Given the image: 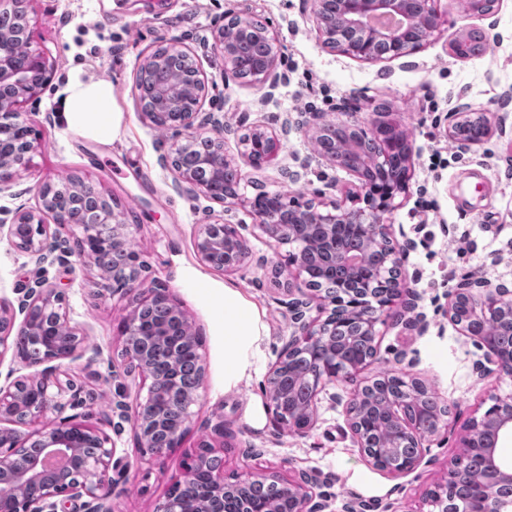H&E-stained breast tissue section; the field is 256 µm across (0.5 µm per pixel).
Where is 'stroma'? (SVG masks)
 I'll use <instances>...</instances> for the list:
<instances>
[{
  "instance_id": "stroma-1",
  "label": "stroma",
  "mask_w": 512,
  "mask_h": 512,
  "mask_svg": "<svg viewBox=\"0 0 512 512\" xmlns=\"http://www.w3.org/2000/svg\"><path fill=\"white\" fill-rule=\"evenodd\" d=\"M31 8L34 44L54 74L40 99L26 106L38 145L28 170L0 192V222L11 223L18 210L35 208L41 183L66 176L92 183L110 198L120 220L134 223V244L148 267L146 283L169 288L191 318L206 370L192 407L193 425L165 456L141 455L131 423L108 428L116 448L110 472L114 512H156L210 420L223 421L232 435L230 448L220 452L227 482L256 469L270 468L287 479L304 472L326 501V512H343L352 501L366 503L368 512H433L426 493L445 477L464 426L481 416L494 396L512 394V377H479L476 364L484 360V349L462 336L446 315L449 295L466 278L486 277L512 289V0H501L494 14L470 20L460 0H440L447 24L419 50L378 63L324 50L312 0H168L162 6L154 0H33ZM229 12L252 13L277 31L284 54L272 94L225 74L212 54L213 23ZM465 24L493 29L499 39L483 55L457 59L450 42ZM163 43L196 56L206 84L201 110L223 123L224 151L239 165L240 191L247 197L281 190L316 203L340 198L354 184L353 175L321 161L305 129L314 113L334 117L350 98L367 102L359 120H377L375 107L383 103L389 121L409 131L410 192L390 222L393 238L407 247L403 274L414 297L384 312L377 355L363 375L420 379L440 403L450 405L446 431L425 443L412 472L396 477L381 471L354 445L345 416V401L354 390L348 383L328 385L319 394L316 424L306 435L288 433L269 414L261 427L251 424L252 404L264 399L268 373L294 332L288 289L273 274L287 249L260 234L251 209L188 191L167 164L181 137L145 121L134 97L140 61ZM76 77L111 85L120 114L112 139L67 124L63 100ZM456 109L488 114L496 123L493 133L468 150L451 145L446 130ZM256 124L281 141L278 157L258 169L239 153L241 138ZM216 220L234 225L251 249L236 272L208 268L196 254L199 226ZM73 248V242H63L40 263L0 241V297L19 303L41 280L62 291L72 325L88 334L90 346L82 357L58 362L57 371L92 390L98 408L107 411L118 392L131 401L146 396L148 383L126 373L122 362L118 327L128 313L126 300L93 298L90 274ZM188 272L214 288H237L263 314L260 371L232 392L224 390L221 325L204 299L183 288Z\"/></svg>"
}]
</instances>
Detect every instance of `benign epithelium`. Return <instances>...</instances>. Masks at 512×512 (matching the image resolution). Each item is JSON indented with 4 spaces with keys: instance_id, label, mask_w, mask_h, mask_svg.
<instances>
[{
    "instance_id": "benign-epithelium-1",
    "label": "benign epithelium",
    "mask_w": 512,
    "mask_h": 512,
    "mask_svg": "<svg viewBox=\"0 0 512 512\" xmlns=\"http://www.w3.org/2000/svg\"><path fill=\"white\" fill-rule=\"evenodd\" d=\"M32 0H0V187L26 171L35 150L33 129L24 106L38 100L53 76V66L34 47L29 17ZM438 0H313V14L321 45L363 62L392 61L420 49L441 29L443 13ZM235 32L226 23L216 26L212 51L224 62V70H239L241 39L251 33V17L233 16ZM264 58L252 71L250 82L259 89L277 86L282 44L268 29L263 34ZM168 50L190 63L189 86L174 72L156 103L144 98L151 74L161 67V58L150 52L141 64L135 88L142 116L154 127L184 134L176 144L171 167L181 183L220 202L250 207L256 228L279 245H288L289 261L276 274L288 284V293L304 292L310 286L312 252L330 255L325 267L358 270L374 250L382 252L379 264L357 287L326 282L323 300L331 308L325 319L304 322L303 302L294 301V320L299 333L292 336L268 375L267 396L274 420L288 425V432L307 434L315 424L317 396L327 385L341 378L352 381L376 354L377 324L385 308L408 292L400 264L403 251L391 238L389 219L397 207L395 199L407 194L413 165L410 139L401 126L373 121L318 118L309 124L306 135L318 157L332 166L342 163L336 151H325L320 138L338 127L360 137L375 139L376 151L365 164L350 169L356 190L347 191L328 204L266 191L263 204L235 190L233 182L241 172L224 153L223 127L219 122L199 118L201 97L179 112H158L183 89L204 87L201 70L191 55L175 45ZM241 155L253 166L272 162L279 154L278 136L262 124L253 126L240 141ZM78 199L96 207L99 216L79 209H58L51 205L59 186L38 185L39 206L17 213L6 229V239L17 250L44 261L51 256L63 236L73 238L74 252L97 273L91 293L99 298L110 293L127 300L129 312L118 331L126 365L150 381L147 396L131 407L124 401L112 403V413L132 423L139 448L161 456L178 447L189 432L191 406L205 383L201 359L189 373L191 393L181 391L176 379L153 370L156 355L163 352L175 364L187 346L200 347L192 321L174 299L170 289L144 287L146 269L140 254L131 247L132 225L118 220L110 201L94 186L69 180ZM349 224L361 245L338 250L333 230ZM195 247L200 261L226 273L243 267L249 258L247 240L230 224L201 225ZM23 314L17 320V314ZM448 320L460 334L474 338L486 349V359L497 366L501 376L512 375V291L485 277L457 289L448 301ZM478 323L483 335L473 336ZM354 329L365 340L367 354L336 374V350L327 349L305 376L306 399L298 406L286 405L277 387L282 372L293 365L296 353L324 343L336 330ZM87 335L71 324L63 293L46 281L29 289L20 312L0 298V359L10 352L27 367L52 360L73 359L81 352ZM379 379L359 383L346 403V420L354 443L375 464L394 475L413 471L421 462L423 442L447 427L445 407L427 405L435 400L428 386L409 382L406 397L379 393ZM494 405L466 426L461 447L448 467V476L429 492L436 512H512V466L503 462L500 441L512 436V394L493 397ZM95 396L70 379L55 372L37 371L0 388V512H74L70 505L88 497L95 502L93 512H112V489L108 473L116 448L108 435L96 427L63 417L67 409L92 410ZM55 418L32 434L19 427L41 421L47 414ZM224 422L211 429V439L203 440L182 466L179 479L166 493L157 512H227V504L238 498L241 512L252 510L248 492L275 485L290 512H324V503L313 492V481L303 474L286 479L278 472L261 470L229 486L224 468L212 456L215 447H228Z\"/></svg>"
}]
</instances>
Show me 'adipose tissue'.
<instances>
[{
  "label": "adipose tissue",
  "instance_id": "adipose-tissue-1",
  "mask_svg": "<svg viewBox=\"0 0 512 512\" xmlns=\"http://www.w3.org/2000/svg\"><path fill=\"white\" fill-rule=\"evenodd\" d=\"M65 114L70 126L98 139L112 138L117 129L112 88L103 82L73 80ZM216 301L224 318V388L230 391L259 372L265 325L258 308L232 286H224Z\"/></svg>",
  "mask_w": 512,
  "mask_h": 512
}]
</instances>
